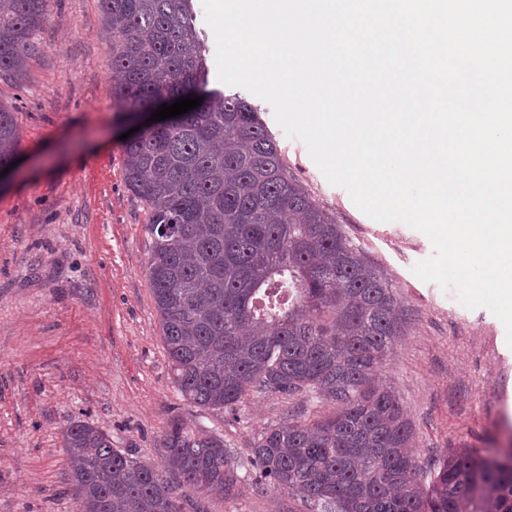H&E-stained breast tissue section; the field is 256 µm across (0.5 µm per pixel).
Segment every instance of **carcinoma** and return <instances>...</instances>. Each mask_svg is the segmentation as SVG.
Listing matches in <instances>:
<instances>
[{
    "instance_id": "obj_1",
    "label": "carcinoma",
    "mask_w": 512,
    "mask_h": 512,
    "mask_svg": "<svg viewBox=\"0 0 512 512\" xmlns=\"http://www.w3.org/2000/svg\"><path fill=\"white\" fill-rule=\"evenodd\" d=\"M49 3L0 0V78L25 82ZM100 4L119 111L202 99L124 144L125 185L149 214L147 270L180 394L230 409L251 392L311 393L336 412L266 428L245 462L174 419L160 441L164 473L72 421L63 448L77 512H206L208 496L267 483L317 512H512V448L445 451L420 480L407 414L395 390L375 383L403 336L395 287L289 171L257 110L205 91L192 0ZM18 152L0 106V167Z\"/></svg>"
}]
</instances>
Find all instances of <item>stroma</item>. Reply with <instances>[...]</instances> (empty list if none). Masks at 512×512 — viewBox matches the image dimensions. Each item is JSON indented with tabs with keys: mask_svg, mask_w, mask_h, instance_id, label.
I'll return each instance as SVG.
<instances>
[{
	"mask_svg": "<svg viewBox=\"0 0 512 512\" xmlns=\"http://www.w3.org/2000/svg\"><path fill=\"white\" fill-rule=\"evenodd\" d=\"M49 10L26 82L0 79L23 157L0 184V512H74L62 442L74 420L160 469L159 441L173 418L221 437L244 461L265 428L335 410L310 394L251 393L231 411L180 396L147 273L148 211L123 180L130 117L113 103L99 0H51ZM247 100L294 176L395 286L406 331L378 380L396 390L413 426L422 479L442 451L511 444L512 347L502 322L418 278L414 265L433 253L429 238L361 212L266 101ZM205 507L310 512L268 485L207 498Z\"/></svg>",
	"mask_w": 512,
	"mask_h": 512,
	"instance_id": "1",
	"label": "stroma"
}]
</instances>
